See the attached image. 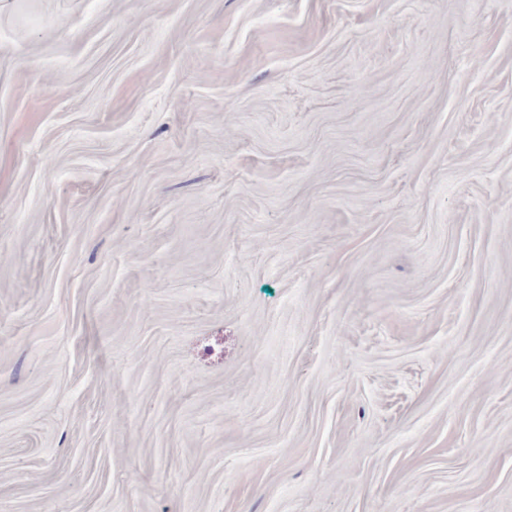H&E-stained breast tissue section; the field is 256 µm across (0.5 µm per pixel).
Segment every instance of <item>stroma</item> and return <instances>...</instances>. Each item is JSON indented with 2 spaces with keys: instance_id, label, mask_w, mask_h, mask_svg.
I'll list each match as a JSON object with an SVG mask.
<instances>
[{
  "instance_id": "1",
  "label": "stroma",
  "mask_w": 512,
  "mask_h": 512,
  "mask_svg": "<svg viewBox=\"0 0 512 512\" xmlns=\"http://www.w3.org/2000/svg\"><path fill=\"white\" fill-rule=\"evenodd\" d=\"M0 512H512V0H0Z\"/></svg>"
}]
</instances>
